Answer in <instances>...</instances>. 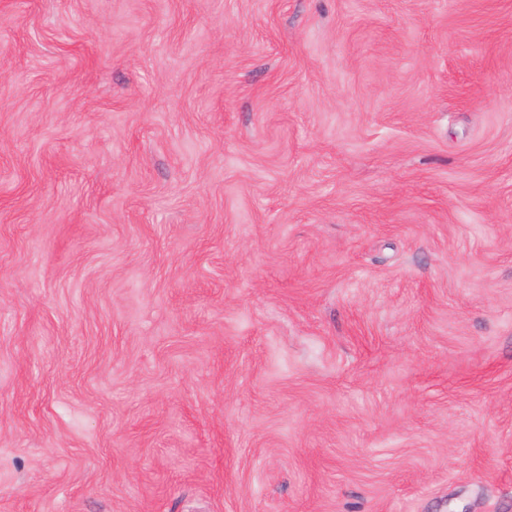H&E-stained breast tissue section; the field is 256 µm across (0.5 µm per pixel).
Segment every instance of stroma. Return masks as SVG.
I'll list each match as a JSON object with an SVG mask.
<instances>
[{
  "label": "stroma",
  "mask_w": 512,
  "mask_h": 512,
  "mask_svg": "<svg viewBox=\"0 0 512 512\" xmlns=\"http://www.w3.org/2000/svg\"><path fill=\"white\" fill-rule=\"evenodd\" d=\"M0 512H512V0H0Z\"/></svg>",
  "instance_id": "obj_1"
}]
</instances>
